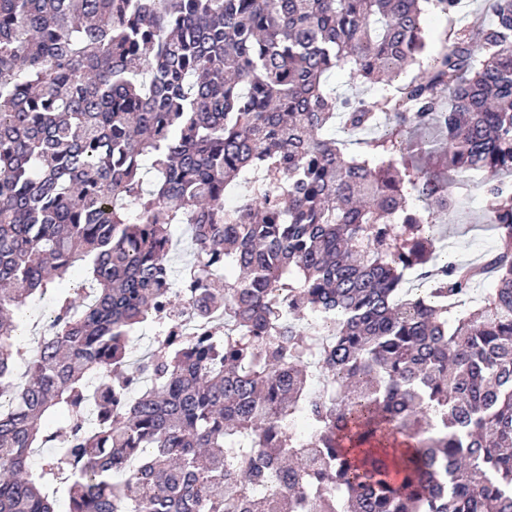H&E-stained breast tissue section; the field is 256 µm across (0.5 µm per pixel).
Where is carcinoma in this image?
Returning a JSON list of instances; mask_svg holds the SVG:
<instances>
[{"mask_svg": "<svg viewBox=\"0 0 512 512\" xmlns=\"http://www.w3.org/2000/svg\"><path fill=\"white\" fill-rule=\"evenodd\" d=\"M423 2L460 0H0V512H512V0L424 80L326 87L418 62ZM384 115L361 156L324 136ZM471 187L496 244L442 260ZM187 303L222 334L164 336ZM329 89L336 88L338 93L349 96L370 97L377 91L376 88L369 87L367 84L352 83L348 68L336 69L327 79Z\"/></svg>", "mask_w": 512, "mask_h": 512, "instance_id": "1", "label": "carcinoma"}]
</instances>
